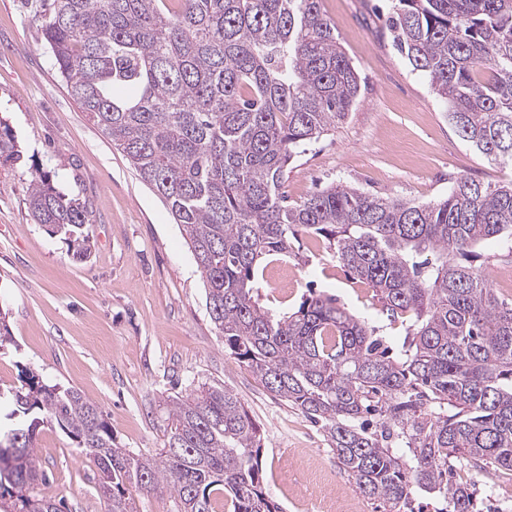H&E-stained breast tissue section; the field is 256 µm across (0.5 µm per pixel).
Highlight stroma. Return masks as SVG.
Here are the masks:
<instances>
[{
	"label": "stroma",
	"instance_id": "1",
	"mask_svg": "<svg viewBox=\"0 0 512 512\" xmlns=\"http://www.w3.org/2000/svg\"><path fill=\"white\" fill-rule=\"evenodd\" d=\"M322 9L360 76V97L336 129L289 163V203L302 205L338 183L428 203L459 178L485 186L512 180V170L461 139L428 79L395 49L389 0H322ZM43 25L28 0H0V120L23 154L0 166V313L13 338L0 349V386L20 385L29 368L44 382L77 389L100 407L121 447L154 455L166 439L167 397L221 382L260 427L266 488L284 512H319L288 478L298 466L333 476L327 501L341 494L357 512H383L341 469L317 427L225 349L181 227L68 93ZM37 169L93 201L87 259H74L61 236L31 219ZM478 251L497 295L512 300V249L490 240ZM257 279L259 303L273 314L295 312L309 294L328 295L389 347L402 348L409 318H388L378 295L353 279L324 237L300 234L287 256L260 259ZM36 455L47 492L67 512H107L97 467L63 431L42 428ZM453 479L476 487L480 512H512V471L479 475L459 463Z\"/></svg>",
	"mask_w": 512,
	"mask_h": 512
}]
</instances>
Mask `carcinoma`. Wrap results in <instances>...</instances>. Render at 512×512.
<instances>
[{
	"mask_svg": "<svg viewBox=\"0 0 512 512\" xmlns=\"http://www.w3.org/2000/svg\"><path fill=\"white\" fill-rule=\"evenodd\" d=\"M53 0L43 26L58 72L89 119L167 206L189 240L224 348L319 425L343 470L386 512H478L452 460L512 471V301L499 298L475 245L512 238V182L460 178L433 203L341 183L288 205V163L355 106L359 76L321 0ZM394 42L448 102V120L486 158L512 164V0H394ZM0 123V159L16 162ZM33 221L90 253L89 200L32 176ZM301 233L390 315L409 313L402 349L331 296L275 317L254 300L258 261ZM17 422L0 430V509L58 512L35 453L60 428L108 481V512H134L128 486L166 491L173 512H281L241 398L203 384L167 403L163 449L120 448L99 406L34 372L0 393Z\"/></svg>",
	"mask_w": 512,
	"mask_h": 512,
	"instance_id": "cac0c4a2",
	"label": "carcinoma"
}]
</instances>
